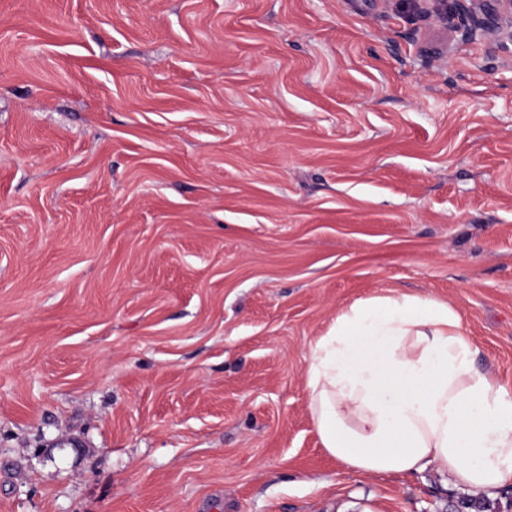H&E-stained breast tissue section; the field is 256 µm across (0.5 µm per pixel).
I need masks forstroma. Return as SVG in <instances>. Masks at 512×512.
Listing matches in <instances>:
<instances>
[{
    "label": "stroma",
    "mask_w": 512,
    "mask_h": 512,
    "mask_svg": "<svg viewBox=\"0 0 512 512\" xmlns=\"http://www.w3.org/2000/svg\"><path fill=\"white\" fill-rule=\"evenodd\" d=\"M396 0H0V512H450L307 354L448 302L512 388V52Z\"/></svg>",
    "instance_id": "stroma-1"
}]
</instances>
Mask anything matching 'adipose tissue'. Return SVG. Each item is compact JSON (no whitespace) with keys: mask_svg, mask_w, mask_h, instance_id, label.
<instances>
[{"mask_svg":"<svg viewBox=\"0 0 512 512\" xmlns=\"http://www.w3.org/2000/svg\"><path fill=\"white\" fill-rule=\"evenodd\" d=\"M448 303L392 291L354 302L309 348V411L356 474L428 470L494 495L512 484V389L476 368Z\"/></svg>","mask_w":512,"mask_h":512,"instance_id":"1","label":"adipose tissue"}]
</instances>
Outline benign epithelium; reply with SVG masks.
<instances>
[{
	"label": "benign epithelium",
	"mask_w": 512,
	"mask_h": 512,
	"mask_svg": "<svg viewBox=\"0 0 512 512\" xmlns=\"http://www.w3.org/2000/svg\"><path fill=\"white\" fill-rule=\"evenodd\" d=\"M424 13L442 17L451 7L458 19L453 31L462 43L485 36L495 48L512 45V0H421Z\"/></svg>",
	"instance_id": "obj_1"
}]
</instances>
